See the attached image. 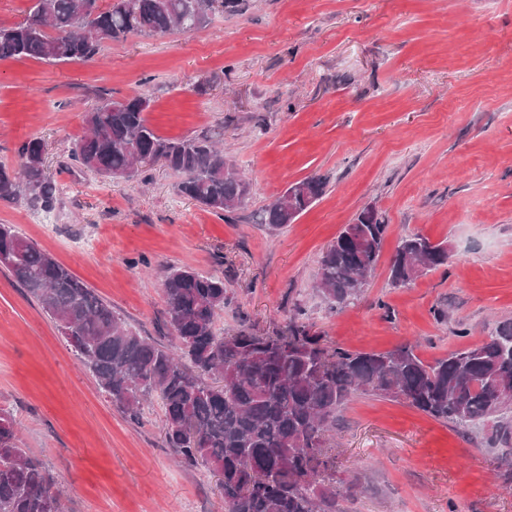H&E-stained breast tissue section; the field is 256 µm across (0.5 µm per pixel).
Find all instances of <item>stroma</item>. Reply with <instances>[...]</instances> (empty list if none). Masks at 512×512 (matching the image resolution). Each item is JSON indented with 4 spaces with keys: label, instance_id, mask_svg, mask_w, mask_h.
I'll use <instances>...</instances> for the list:
<instances>
[{
    "label": "stroma",
    "instance_id": "1",
    "mask_svg": "<svg viewBox=\"0 0 512 512\" xmlns=\"http://www.w3.org/2000/svg\"><path fill=\"white\" fill-rule=\"evenodd\" d=\"M148 92L162 137L221 140L247 176L246 204L222 219L178 194L163 163L149 182L71 166L101 95ZM46 145L51 211L0 201V224L68 267L141 335L170 345L162 283L175 267L223 277L220 335L285 328L294 308L329 343L426 360L512 319V0H242L184 34L105 42L100 60H0V164ZM324 194L280 232L262 210L292 183ZM388 226L356 305L331 310L318 259L360 211ZM447 242L445 267L389 282L398 240ZM20 447L59 482L63 512H224L217 478L163 443L164 410L133 420L103 394L54 321L0 268V409ZM336 484L348 512H512V472L483 427L464 433L369 394L340 413Z\"/></svg>",
    "mask_w": 512,
    "mask_h": 512
}]
</instances>
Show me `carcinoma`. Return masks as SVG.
<instances>
[{
	"mask_svg": "<svg viewBox=\"0 0 512 512\" xmlns=\"http://www.w3.org/2000/svg\"><path fill=\"white\" fill-rule=\"evenodd\" d=\"M240 0H34L24 22L0 26V60L31 58L48 64L88 62L104 42L129 35L197 30L196 15L238 11ZM150 97L140 92L110 99L86 115V133L71 150V164L112 182L144 180L146 166L162 159L181 176L180 195L219 217L245 205L250 184L208 135L167 139L149 125ZM20 162L0 164V200L50 209L56 186L45 172L38 139L17 149ZM260 223L278 231L293 223L325 189L320 178L292 184ZM388 225L364 208L322 252L315 287L335 310L355 304L361 278L374 272ZM448 264V245L414 233L393 253L389 280L399 288ZM0 266L11 272L53 319L73 356L100 390L130 418L156 397L164 409L163 442L188 467L219 477L225 512H344L326 443L338 412L355 395L400 399L462 429L491 425L490 442L512 464V320L479 341L432 362L402 344L382 352L329 345L300 320L284 331L241 328L214 331L228 303L224 278L173 269L163 283L172 344L140 335L64 265L0 224ZM16 421L0 410V512H62L58 481L18 444Z\"/></svg>",
	"mask_w": 512,
	"mask_h": 512,
	"instance_id": "carcinoma-1",
	"label": "carcinoma"
}]
</instances>
